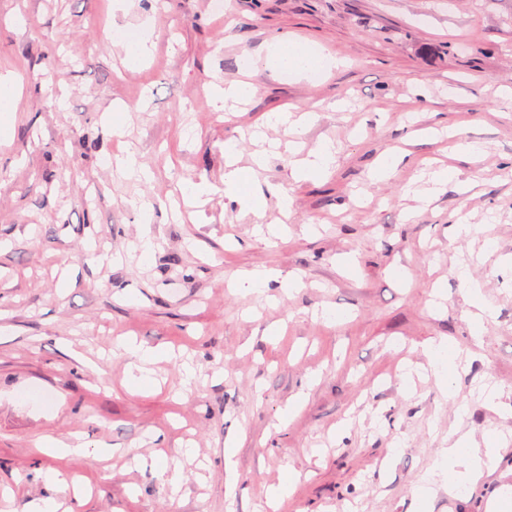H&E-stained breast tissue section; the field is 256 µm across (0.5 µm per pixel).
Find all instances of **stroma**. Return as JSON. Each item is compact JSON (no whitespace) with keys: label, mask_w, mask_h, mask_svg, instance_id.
<instances>
[{"label":"stroma","mask_w":512,"mask_h":512,"mask_svg":"<svg viewBox=\"0 0 512 512\" xmlns=\"http://www.w3.org/2000/svg\"><path fill=\"white\" fill-rule=\"evenodd\" d=\"M223 2L0 0V77L21 83L17 112H0V512L47 500L67 512H488L512 471V0ZM117 27L151 36L137 71ZM286 34L344 66L258 69L249 103L213 111L207 86L241 79L240 59ZM117 100L152 180L114 160L104 116ZM286 104L316 113L303 150L336 145L329 174L292 178L283 127L251 139ZM451 132L481 144L480 160L455 153ZM228 141L244 166L269 152L261 213L224 194ZM391 149L404 153L396 176L370 182ZM432 165L456 173L437 194ZM187 180L210 193L186 202ZM132 199L153 204L151 222ZM457 220L486 231L452 241ZM263 266L302 284L241 294L236 277ZM462 267L497 308L477 346ZM444 336L471 353L453 401L423 368ZM122 338L175 358L129 385ZM486 384L499 407L480 398ZM493 433L504 443L477 483L417 498L449 437L481 448ZM70 434L88 455L35 446ZM51 470L80 475L84 493L62 497ZM291 474L270 508L266 489Z\"/></svg>","instance_id":"35a3bbf8"}]
</instances>
